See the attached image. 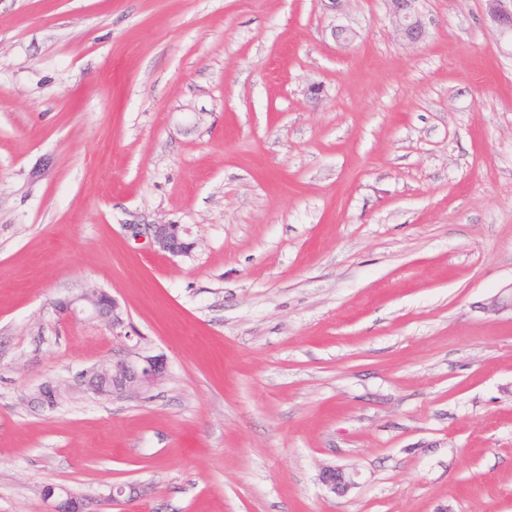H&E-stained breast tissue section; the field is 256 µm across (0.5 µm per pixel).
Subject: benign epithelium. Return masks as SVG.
Segmentation results:
<instances>
[{
    "label": "benign epithelium",
    "mask_w": 512,
    "mask_h": 512,
    "mask_svg": "<svg viewBox=\"0 0 512 512\" xmlns=\"http://www.w3.org/2000/svg\"><path fill=\"white\" fill-rule=\"evenodd\" d=\"M390 4L400 36L415 45L426 34L425 23L420 15L419 0H386ZM492 17L504 28L512 31V8L505 7L507 0H487ZM136 235L144 232L149 235L150 244L160 253L183 255L190 253L197 242L189 238V231L181 224H147L145 228L132 226ZM61 313L75 317L79 314L101 315L112 318V323L121 320L120 305L116 299L103 291L86 290L81 294L58 304ZM166 364L160 356H148L139 362L104 363L92 372L87 385L103 396L135 393L157 383L165 374ZM320 481L330 492L343 496L354 485L353 474L336 466H326L320 472ZM130 492L137 498L150 494L151 487L145 485L126 487L112 486L108 500L117 502ZM44 498L50 501V512H85V499L70 490L60 491L50 486L43 491Z\"/></svg>",
    "instance_id": "7a95c632"
}]
</instances>
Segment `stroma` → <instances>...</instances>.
I'll list each match as a JSON object with an SVG mask.
<instances>
[{"instance_id": "1", "label": "stroma", "mask_w": 512, "mask_h": 512, "mask_svg": "<svg viewBox=\"0 0 512 512\" xmlns=\"http://www.w3.org/2000/svg\"><path fill=\"white\" fill-rule=\"evenodd\" d=\"M419 9L0 0V512H512V33ZM89 289L119 323L58 312ZM390 4L400 36L409 44L421 42L426 34L425 23L420 15L419 0H386ZM144 231L149 235L150 244L159 253L183 255L190 253L197 242L189 238V231L181 224L157 223L144 224ZM163 357L148 356L141 362L103 363L87 380L91 390L103 396L135 393L157 383L165 374ZM320 481L330 492L339 496L345 495L355 485L353 474L336 466L323 467ZM49 486L43 491L44 498L50 501V512H86L85 499L82 495L70 490Z\"/></svg>"}]
</instances>
